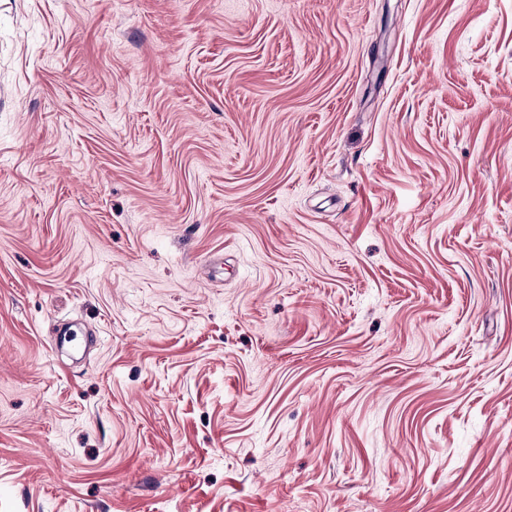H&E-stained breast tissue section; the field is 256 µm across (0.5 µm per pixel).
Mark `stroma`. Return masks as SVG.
I'll return each mask as SVG.
<instances>
[{"label":"stroma","mask_w":512,"mask_h":512,"mask_svg":"<svg viewBox=\"0 0 512 512\" xmlns=\"http://www.w3.org/2000/svg\"><path fill=\"white\" fill-rule=\"evenodd\" d=\"M0 512H512V0H0Z\"/></svg>","instance_id":"stroma-1"}]
</instances>
